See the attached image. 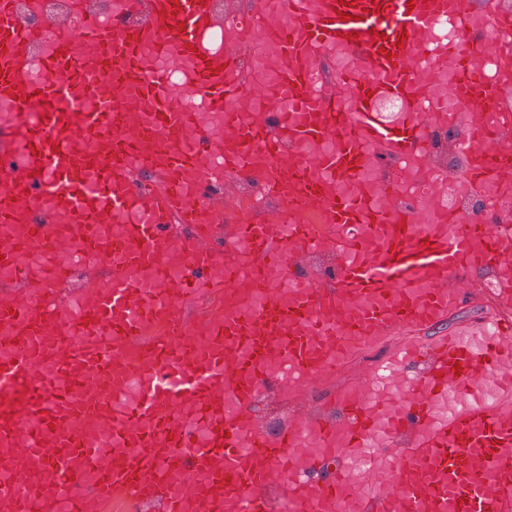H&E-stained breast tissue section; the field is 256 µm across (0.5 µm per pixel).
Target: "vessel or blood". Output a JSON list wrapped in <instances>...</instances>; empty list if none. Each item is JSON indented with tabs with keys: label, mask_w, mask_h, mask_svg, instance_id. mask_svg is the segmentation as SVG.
Listing matches in <instances>:
<instances>
[{
	"label": "vessel or blood",
	"mask_w": 512,
	"mask_h": 512,
	"mask_svg": "<svg viewBox=\"0 0 512 512\" xmlns=\"http://www.w3.org/2000/svg\"><path fill=\"white\" fill-rule=\"evenodd\" d=\"M71 11L54 25L45 78L31 80L32 34L17 0H0V100L15 114L14 135L0 139V455L12 463L0 512H112L116 502L133 512H512V319L422 338L472 299L467 276L494 261V235L475 221L383 215L325 183L356 177L366 151L402 160L424 150L426 122H383L367 99L381 88L427 99L410 73L448 0H261L247 24L281 49L273 89L247 84L236 54H198L218 24L204 0H126L109 21L87 0ZM456 22L458 38L439 50L457 63L452 91L494 113L504 87L475 62L466 8ZM326 49L367 73L336 79L352 111L311 94V58ZM150 52L188 61L191 95L224 113L228 136L197 132L166 71L145 65ZM247 97L279 122L236 125L231 108ZM133 101L150 107L151 123L129 127ZM431 121L473 140L469 192L498 181L512 193V138L438 105ZM329 134L335 151L310 170L297 149ZM210 151L253 173L287 217L228 224L224 208L196 205L182 178L213 177ZM135 167L153 183H135ZM315 206L325 225L298 219ZM326 225L336 233L327 281L306 264L323 257ZM220 231L230 245L215 265ZM78 270L92 276L72 294ZM286 272L296 275L288 299L267 288ZM241 276L254 295L214 310L196 335L193 301L223 296ZM397 334L410 342L370 375L404 376L399 392L371 403L356 384L331 395L329 414L264 424L265 399L318 388L342 348ZM473 334L481 346L465 343ZM493 371L491 405L480 391ZM451 393L462 407L432 426ZM381 431L368 496L347 462Z\"/></svg>",
	"instance_id": "b4317fda"
}]
</instances>
